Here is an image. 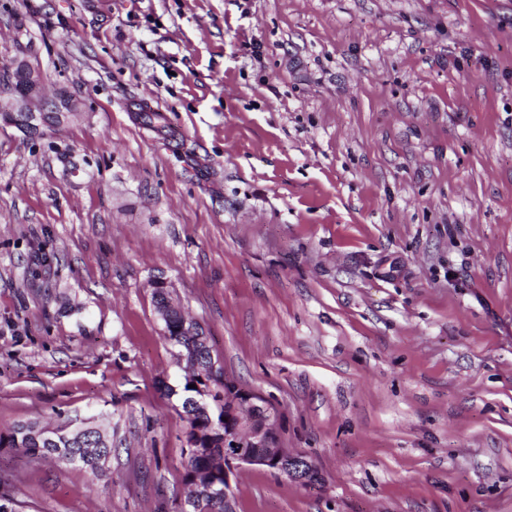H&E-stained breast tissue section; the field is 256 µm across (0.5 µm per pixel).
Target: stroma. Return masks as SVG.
Listing matches in <instances>:
<instances>
[{"label": "stroma", "instance_id": "1", "mask_svg": "<svg viewBox=\"0 0 512 512\" xmlns=\"http://www.w3.org/2000/svg\"><path fill=\"white\" fill-rule=\"evenodd\" d=\"M21 59L77 113L0 124V434L113 452L0 448L20 512L182 498L159 278L318 470L237 512H512V0H0ZM33 424V422L18 423L12 428L10 434L5 437L0 435V448H16L17 444H20L30 456L40 458L50 456L62 464H79L89 472L93 480H99L104 476L105 470L100 463L101 457L89 451V448H100L98 445L86 442L51 444L34 430Z\"/></svg>", "mask_w": 512, "mask_h": 512}]
</instances>
